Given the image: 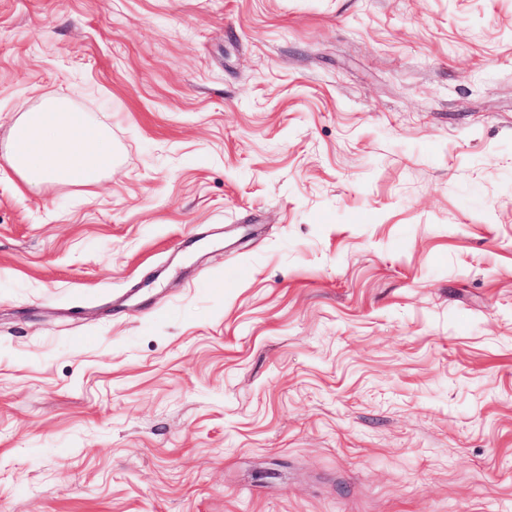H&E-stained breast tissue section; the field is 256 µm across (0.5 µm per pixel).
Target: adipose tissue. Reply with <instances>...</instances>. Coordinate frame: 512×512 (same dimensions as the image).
Returning a JSON list of instances; mask_svg holds the SVG:
<instances>
[{"label": "adipose tissue", "mask_w": 512, "mask_h": 512, "mask_svg": "<svg viewBox=\"0 0 512 512\" xmlns=\"http://www.w3.org/2000/svg\"><path fill=\"white\" fill-rule=\"evenodd\" d=\"M5 159L34 188L48 182L93 187L112 171L111 135L106 126L72 111L68 99L52 98L21 112Z\"/></svg>", "instance_id": "adipose-tissue-1"}]
</instances>
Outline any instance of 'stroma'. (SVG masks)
<instances>
[{
    "label": "stroma",
    "mask_w": 512,
    "mask_h": 512,
    "mask_svg": "<svg viewBox=\"0 0 512 512\" xmlns=\"http://www.w3.org/2000/svg\"><path fill=\"white\" fill-rule=\"evenodd\" d=\"M0 512H512V0H0ZM4 156L23 182L34 188L48 182L93 187L112 173L109 129L73 112L64 97L21 112L11 127Z\"/></svg>",
    "instance_id": "1"
}]
</instances>
